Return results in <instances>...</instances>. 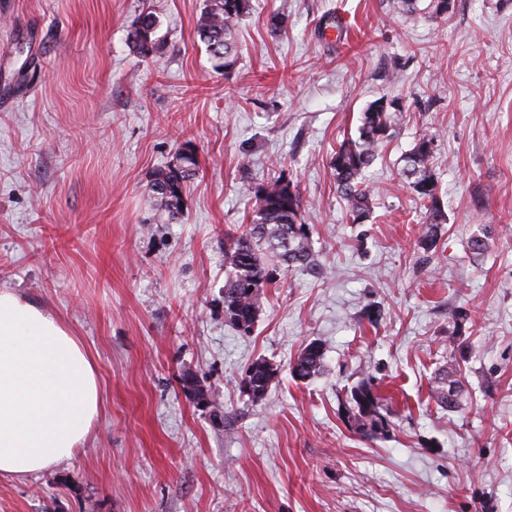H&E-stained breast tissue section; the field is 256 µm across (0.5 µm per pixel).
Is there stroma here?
<instances>
[{
    "label": "stroma",
    "mask_w": 512,
    "mask_h": 512,
    "mask_svg": "<svg viewBox=\"0 0 512 512\" xmlns=\"http://www.w3.org/2000/svg\"><path fill=\"white\" fill-rule=\"evenodd\" d=\"M429 3L250 0L224 72L197 35L206 0H0V288L73 328L102 399L81 453L0 478V512H512V0ZM381 98L404 112L355 223L330 159ZM423 137L430 248L403 172ZM186 142L198 169L169 224L148 185ZM281 175L328 275L287 273L246 334L224 318V239ZM313 342L324 370L296 379ZM260 360L277 376L254 402L239 381ZM448 371L453 412L431 392ZM370 376L393 421L378 439L348 423ZM157 25V17L152 11L143 13L135 24L134 30L131 33V44L135 52L146 58L155 48L154 42L150 41L145 32L149 31L150 36L154 34Z\"/></svg>",
    "instance_id": "1"
}]
</instances>
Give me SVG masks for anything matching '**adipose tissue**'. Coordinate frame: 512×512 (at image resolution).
Listing matches in <instances>:
<instances>
[{
	"instance_id": "adipose-tissue-1",
	"label": "adipose tissue",
	"mask_w": 512,
	"mask_h": 512,
	"mask_svg": "<svg viewBox=\"0 0 512 512\" xmlns=\"http://www.w3.org/2000/svg\"><path fill=\"white\" fill-rule=\"evenodd\" d=\"M101 412L95 364L70 327L0 289V477L27 478L73 458Z\"/></svg>"
}]
</instances>
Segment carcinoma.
Instances as JSON below:
<instances>
[{
    "label": "carcinoma",
    "instance_id": "1",
    "mask_svg": "<svg viewBox=\"0 0 512 512\" xmlns=\"http://www.w3.org/2000/svg\"><path fill=\"white\" fill-rule=\"evenodd\" d=\"M249 9V0H208L197 25V34L209 52L214 67L230 69L235 62V28ZM157 17L152 11L143 13L131 33L135 52L145 58L154 49V42L145 33H154ZM403 108L396 102L379 99L361 114L358 137L343 141L333 154L330 167L347 203L353 220L367 217L372 208L371 194L363 176L376 156L381 143L391 136L398 113ZM184 153L182 165L159 170L149 184L151 196L166 214V221L182 217L183 190L196 174L197 158L188 143L178 148ZM432 142L423 137L405 156V170L413 178L412 188L426 208L423 243H434L432 225L440 224L443 215L431 174ZM302 199L297 187L288 178L277 177L255 191V208L250 223L242 232L224 243V263L230 274L224 281V315L240 331H253L268 289L281 275L294 269L323 278L327 270L314 257L313 226L302 221ZM324 362L321 345L312 342L297 356L292 366L299 379L317 376ZM276 370L266 361L252 364L241 384L253 401L261 399L275 378ZM460 381L448 374L440 378L436 388L438 400L453 410L459 407ZM354 407L348 416L354 430L368 435H382L389 420L381 413L384 398L372 377L362 381L353 391Z\"/></svg>",
    "mask_w": 512,
    "mask_h": 512
}]
</instances>
